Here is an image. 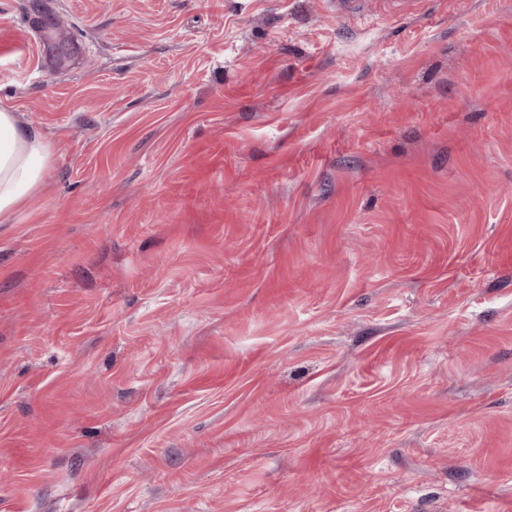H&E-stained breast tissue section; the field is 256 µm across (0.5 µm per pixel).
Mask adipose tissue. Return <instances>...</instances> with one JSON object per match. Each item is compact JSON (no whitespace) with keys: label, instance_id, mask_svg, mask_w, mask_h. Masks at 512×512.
Masks as SVG:
<instances>
[{"label":"adipose tissue","instance_id":"obj_1","mask_svg":"<svg viewBox=\"0 0 512 512\" xmlns=\"http://www.w3.org/2000/svg\"><path fill=\"white\" fill-rule=\"evenodd\" d=\"M51 152L36 131L21 127L14 112L0 107V222L36 191L50 166Z\"/></svg>","mask_w":512,"mask_h":512}]
</instances>
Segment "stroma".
<instances>
[{"instance_id": "1", "label": "stroma", "mask_w": 512, "mask_h": 512, "mask_svg": "<svg viewBox=\"0 0 512 512\" xmlns=\"http://www.w3.org/2000/svg\"><path fill=\"white\" fill-rule=\"evenodd\" d=\"M1 106L0 512H512V0H0ZM51 152L44 138L19 125L15 112L0 107V222L36 191L50 166Z\"/></svg>"}]
</instances>
